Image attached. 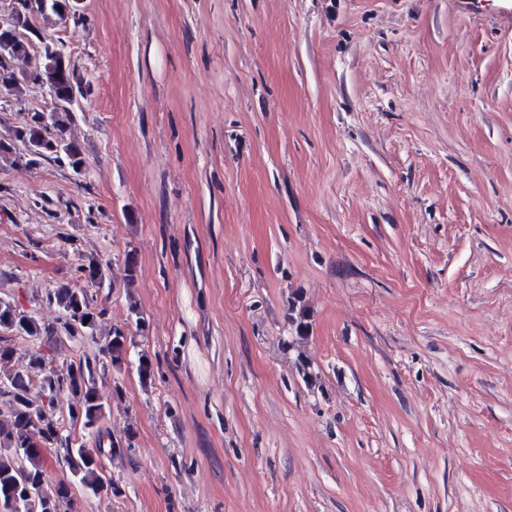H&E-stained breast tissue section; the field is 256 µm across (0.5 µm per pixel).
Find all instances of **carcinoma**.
Instances as JSON below:
<instances>
[{
  "label": "carcinoma",
  "mask_w": 512,
  "mask_h": 512,
  "mask_svg": "<svg viewBox=\"0 0 512 512\" xmlns=\"http://www.w3.org/2000/svg\"><path fill=\"white\" fill-rule=\"evenodd\" d=\"M78 0H47L45 6L25 15L17 29L0 30V88L15 99H22L31 84L45 90L52 101L49 112H33L27 124L0 135V158L18 166L36 165L53 159L71 170L84 167L80 144L62 135H49V129L63 131V122L75 119L69 98L84 95L87 86L66 62L62 48L42 40L43 69L28 76L16 74L7 63L27 56L28 42L21 32H33V19L63 18L77 12ZM91 285L100 287L105 274L98 260L88 259L79 267ZM46 301L59 311L55 325H44L30 311L10 300L0 299V363L17 353V339L28 337L32 346L24 350L26 368L0 373V512H61V503L69 500L71 486L79 484L98 494L118 495L121 490L105 474L103 459L121 452L117 441L104 442L106 417L111 403L98 388V379L110 370H122L127 360L131 337L114 328L105 336L100 354H84L58 372L53 366L58 346L64 342L81 344L97 337L102 311L87 288L60 285L49 290ZM90 321H85V318ZM288 330L298 338L309 336L311 315L302 301L289 302ZM40 372L33 384L30 372ZM80 425L84 436L95 440L89 445L83 436L73 434ZM60 455L70 480L51 477L52 462L44 452Z\"/></svg>",
  "instance_id": "cac0c4a2"
}]
</instances>
